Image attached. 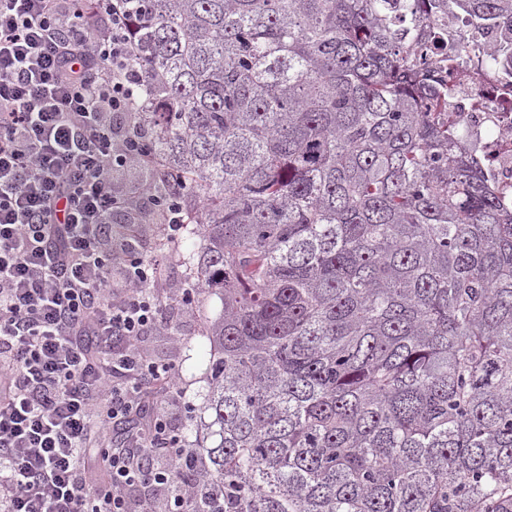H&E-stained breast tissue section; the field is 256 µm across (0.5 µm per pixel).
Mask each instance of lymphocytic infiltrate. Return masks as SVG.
I'll return each mask as SVG.
<instances>
[{
  "label": "lymphocytic infiltrate",
  "instance_id": "1",
  "mask_svg": "<svg viewBox=\"0 0 512 512\" xmlns=\"http://www.w3.org/2000/svg\"><path fill=\"white\" fill-rule=\"evenodd\" d=\"M97 2L102 26L80 0H0V512H189L168 466L189 450L166 419L186 391L141 340L192 291L156 292L168 258L137 228L151 204L172 249L184 219L112 181L141 159L144 81L128 0Z\"/></svg>",
  "mask_w": 512,
  "mask_h": 512
}]
</instances>
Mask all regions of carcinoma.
I'll return each instance as SVG.
<instances>
[{"label":"carcinoma","mask_w":512,"mask_h":512,"mask_svg":"<svg viewBox=\"0 0 512 512\" xmlns=\"http://www.w3.org/2000/svg\"><path fill=\"white\" fill-rule=\"evenodd\" d=\"M141 178L219 318L193 512H512V210L448 118V39L512 0H133Z\"/></svg>","instance_id":"cac0c4a2"}]
</instances>
